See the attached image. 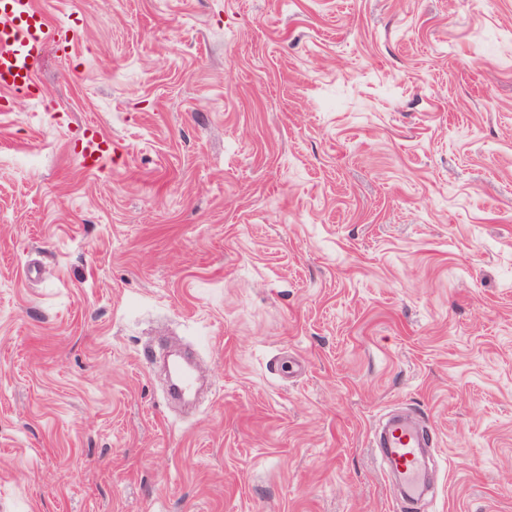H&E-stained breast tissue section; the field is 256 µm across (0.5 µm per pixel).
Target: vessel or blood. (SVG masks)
<instances>
[{
	"mask_svg": "<svg viewBox=\"0 0 512 512\" xmlns=\"http://www.w3.org/2000/svg\"><path fill=\"white\" fill-rule=\"evenodd\" d=\"M58 34V28L48 24L33 0H0V89L17 97L32 96L35 69ZM108 153L106 140L92 135L80 163L86 168L95 166ZM425 445V431L412 421L393 418L386 423L382 460L391 473L398 475L408 502L418 499L426 488Z\"/></svg>",
	"mask_w": 512,
	"mask_h": 512,
	"instance_id": "b4317fda",
	"label": "vessel or blood"
}]
</instances>
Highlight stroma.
Wrapping results in <instances>:
<instances>
[{
  "mask_svg": "<svg viewBox=\"0 0 512 512\" xmlns=\"http://www.w3.org/2000/svg\"><path fill=\"white\" fill-rule=\"evenodd\" d=\"M33 2L73 43L0 92V512H403L395 408L414 512H512V0ZM107 141L100 135H92L87 140V146L83 152L80 163L84 168L94 167L101 159L109 154ZM425 431L408 419L393 418L384 427L381 456L392 474H397L405 501L412 502L424 492L428 462L424 455Z\"/></svg>",
  "mask_w": 512,
  "mask_h": 512,
  "instance_id": "stroma-1",
  "label": "stroma"
}]
</instances>
